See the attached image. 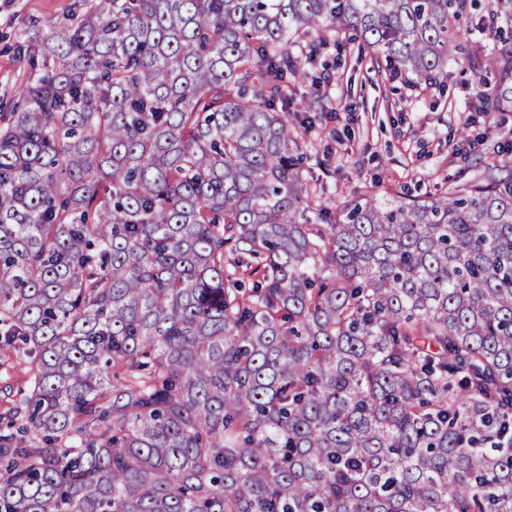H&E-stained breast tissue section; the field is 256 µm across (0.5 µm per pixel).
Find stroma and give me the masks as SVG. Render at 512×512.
<instances>
[{"mask_svg":"<svg viewBox=\"0 0 512 512\" xmlns=\"http://www.w3.org/2000/svg\"><path fill=\"white\" fill-rule=\"evenodd\" d=\"M73 0H0V112L19 92L24 61L13 47L31 19H59ZM296 100L322 99L325 116L302 127L304 175L315 204L338 210L369 187L379 193L434 195L471 181L493 162L512 169V112L470 109L478 78L448 67L447 88L409 89L359 57L356 43L328 46L320 61L305 64Z\"/></svg>","mask_w":512,"mask_h":512,"instance_id":"stroma-1","label":"stroma"}]
</instances>
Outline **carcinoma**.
Listing matches in <instances>:
<instances>
[{
    "label": "carcinoma",
    "mask_w": 512,
    "mask_h": 512,
    "mask_svg": "<svg viewBox=\"0 0 512 512\" xmlns=\"http://www.w3.org/2000/svg\"><path fill=\"white\" fill-rule=\"evenodd\" d=\"M81 5L0 122V512H512V175L333 216L288 119L338 33L509 110L512 0ZM28 375L11 355L0 352V411L27 393Z\"/></svg>",
    "instance_id": "1"
}]
</instances>
